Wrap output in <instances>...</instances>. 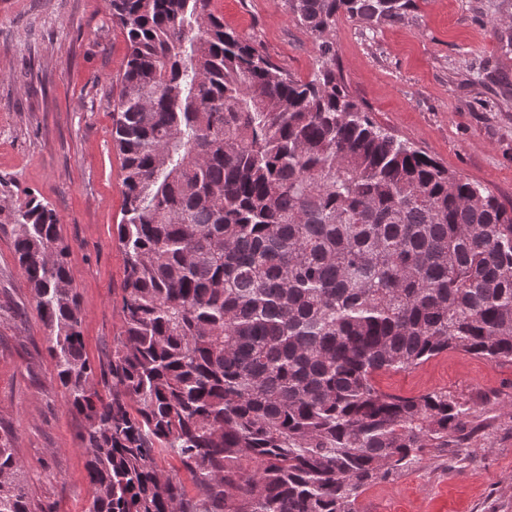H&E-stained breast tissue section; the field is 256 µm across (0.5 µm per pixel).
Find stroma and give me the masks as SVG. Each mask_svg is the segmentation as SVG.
Instances as JSON below:
<instances>
[{
    "instance_id": "35a3bbf8",
    "label": "stroma",
    "mask_w": 512,
    "mask_h": 512,
    "mask_svg": "<svg viewBox=\"0 0 512 512\" xmlns=\"http://www.w3.org/2000/svg\"><path fill=\"white\" fill-rule=\"evenodd\" d=\"M225 26L305 80L314 36L283 0H214ZM512 0H416L394 25L338 15L336 72L372 120L512 205V46L496 22ZM126 34L106 0H0V179L34 192L60 218L91 360L120 330L124 205L113 101ZM31 290L0 233V425L14 434L29 493L51 512H87L91 487L81 420L69 412ZM405 397L445 390L471 406L464 440L427 448L408 469L360 494L357 512H512V362L440 354L376 375Z\"/></svg>"
}]
</instances>
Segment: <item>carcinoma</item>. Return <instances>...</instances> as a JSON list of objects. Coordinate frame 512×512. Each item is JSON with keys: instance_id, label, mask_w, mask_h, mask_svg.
Here are the masks:
<instances>
[{"instance_id": "obj_1", "label": "carcinoma", "mask_w": 512, "mask_h": 512, "mask_svg": "<svg viewBox=\"0 0 512 512\" xmlns=\"http://www.w3.org/2000/svg\"><path fill=\"white\" fill-rule=\"evenodd\" d=\"M125 256L112 350L85 353L59 218L0 191V230L82 421L89 512H356L471 414L375 376L448 351L512 361V209L377 126L336 76V17L415 0H284L318 41L301 80L212 0H108ZM0 431V512H37ZM175 458L176 470L157 457ZM193 485L188 492L180 472Z\"/></svg>"}]
</instances>
